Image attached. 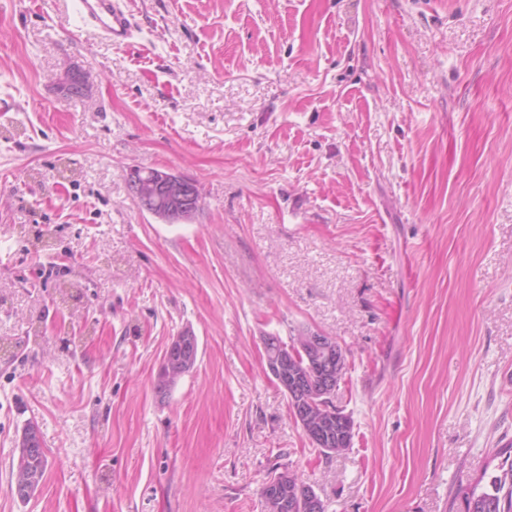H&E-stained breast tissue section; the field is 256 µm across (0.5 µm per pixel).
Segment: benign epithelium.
<instances>
[{
	"mask_svg": "<svg viewBox=\"0 0 512 512\" xmlns=\"http://www.w3.org/2000/svg\"><path fill=\"white\" fill-rule=\"evenodd\" d=\"M129 189L138 207L162 222L192 224L200 212V190L191 179L170 171H137L129 177ZM291 346L279 344L278 350L266 357V366L270 375L288 395L296 417L305 415V398L301 397L304 380L301 373L291 368ZM308 362L322 372L321 396H326L338 381L346 364L342 347L330 336L318 331L307 332L306 351ZM310 441L319 448L332 445L341 446L348 441V425L344 420L329 417L326 428L308 432ZM269 489L277 498L297 500L300 512H319L318 494L312 489L301 486L288 487L285 478L273 476L268 483Z\"/></svg>",
	"mask_w": 512,
	"mask_h": 512,
	"instance_id": "obj_1",
	"label": "benign epithelium"
}]
</instances>
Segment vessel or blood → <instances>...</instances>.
Here are the masks:
<instances>
[{
	"instance_id": "vessel-or-blood-1",
	"label": "vessel or blood",
	"mask_w": 512,
	"mask_h": 512,
	"mask_svg": "<svg viewBox=\"0 0 512 512\" xmlns=\"http://www.w3.org/2000/svg\"><path fill=\"white\" fill-rule=\"evenodd\" d=\"M74 9L85 26L107 41L120 45L133 43L136 26L128 0H74Z\"/></svg>"
}]
</instances>
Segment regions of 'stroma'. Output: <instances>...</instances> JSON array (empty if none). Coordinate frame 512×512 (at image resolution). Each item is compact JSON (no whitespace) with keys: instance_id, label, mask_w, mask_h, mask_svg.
Masks as SVG:
<instances>
[{"instance_id":"stroma-1","label":"stroma","mask_w":512,"mask_h":512,"mask_svg":"<svg viewBox=\"0 0 512 512\" xmlns=\"http://www.w3.org/2000/svg\"><path fill=\"white\" fill-rule=\"evenodd\" d=\"M130 2L119 46L0 0V512H263L277 469L327 512H465L512 445V0ZM135 168L192 179L196 222ZM305 329L345 351L341 454L266 368ZM129 189L138 207L162 222L192 224L200 212L199 187L180 174L134 169ZM332 424H336V445L334 448H328L332 446ZM326 428L322 430L309 431L307 430L308 438L310 441L315 444L318 449L324 454L330 453H342L349 448H336L340 447L342 444H345L348 441V425L344 420L334 418L332 416L329 417V420L326 423ZM33 424L27 425L22 432L21 439L19 442V454L17 456L16 462L12 460V473L16 468H18L17 463L18 460L21 459V468L25 472L27 476V483L25 478L22 475H17L14 480V483L10 486L14 489L13 493L20 497L21 495L18 493V490L24 488L27 484V492L22 496V500L26 501L31 498V496L36 492L40 483L43 480L46 466H47V457L44 448L39 449L40 447H36L37 449H25L32 448L29 447V435L32 430ZM22 448V449H21Z\"/></svg>"}]
</instances>
